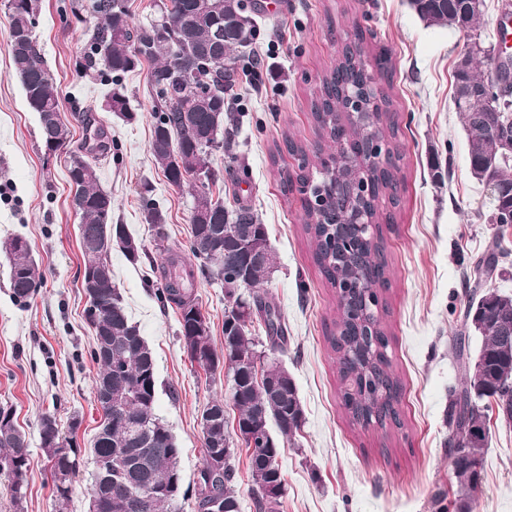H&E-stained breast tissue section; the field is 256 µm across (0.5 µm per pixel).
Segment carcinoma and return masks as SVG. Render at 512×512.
Masks as SVG:
<instances>
[{"mask_svg": "<svg viewBox=\"0 0 512 512\" xmlns=\"http://www.w3.org/2000/svg\"><path fill=\"white\" fill-rule=\"evenodd\" d=\"M206 0H161L160 13L166 14V23L157 25L149 19L140 25L131 22L127 0H85L81 8L97 21L95 32L85 55V69L97 72L104 81L113 85L106 101L107 111L118 117L132 118L128 99L123 90L114 85L125 75L137 70L143 63L151 65L149 84L156 108L150 153L154 164L161 169L167 182L176 187L186 184L196 189L193 212L207 216L203 224L191 223L190 251L198 264L185 275L169 274L165 278L160 296L178 312L180 336L187 335V309L199 306L195 289L189 282L200 274L221 283L233 279V270L208 260L215 236L224 234V226L243 224L252 228L253 244L269 246L268 230L249 207L240 206L229 212L224 203L209 196L210 186L218 180L213 175L207 184H199L193 172L210 164L214 150L232 151L231 134L227 126L233 124L234 115L224 111V93L234 75L238 53L249 47L255 35L253 18L246 12H259L255 0H222L224 16H214L205 10ZM461 0H409L410 8L428 25L448 26L471 32L479 27L481 17L459 14ZM37 0H21V5L9 14L10 40L8 52L13 75L19 80L27 107L38 114L60 112L59 95L44 54L34 37L15 41L18 34L35 28ZM354 40L344 44L337 66L323 78L316 94L313 117L324 138L332 143L343 142L348 152L335 166L322 176L312 172L303 162L299 173L282 178L285 192L294 184H308L310 193L303 198L305 232L315 246V258L328 282L336 289L339 307L347 308L335 322V330L327 337L336 355L338 373L344 384L343 402L352 423L362 429H381L402 426L399 402L400 385L391 373L388 355L389 340L383 325L386 309L381 295L386 290L387 260L380 224L390 215L380 208L383 199L393 203L396 199L399 170L397 136L399 128L390 112L391 101L377 87L376 76H384L391 69V61L382 46L365 45L360 26L353 27ZM186 58L197 68L193 77L195 98H190L185 84L172 78L179 60ZM469 84L478 92L503 93L512 88V62L504 60L486 78L477 80L470 75ZM359 92L357 115L336 111L343 91ZM89 137L70 152V162L82 168L78 194L83 204L77 208L81 218L79 235L92 230L99 243L97 264L102 275L94 291L101 300L104 312L112 315V352L101 358L95 378V399L101 406L104 421L90 448V460L98 456H112L127 461L132 470L126 474L112 471V479L92 480L91 496L103 503L102 512H177L176 497L154 496L140 499L132 495V484L139 477L138 466L148 452L147 463L152 468V480L159 486L176 483L182 485L179 468V448L163 420L154 413L157 387L145 389L130 399L129 415L138 428L126 430L112 420V408L101 399L110 389L117 391V383L132 387L146 386L156 379V361L152 350L141 336L123 304L121 294L112 280V266L108 260L112 246H117L127 260L136 263L144 249L124 224L112 223V197L99 187L95 163L88 157L103 155L110 150V139L104 126L95 124L88 115L80 116ZM497 113H486L484 126L479 132L468 134V159L471 173L478 175L485 163L484 151L477 146L480 137L497 127ZM209 129L218 130L220 144L204 147L201 137ZM52 136L60 148L71 142V131L62 122L48 132L41 129L42 138ZM348 206L375 225L371 235L353 229L350 236L353 247H348L344 230L333 224L336 210ZM11 255L10 286L13 298L24 302L31 298L43 280V274L30 255L24 239L14 237L6 244ZM505 252L498 243L488 245L474 266L473 296L464 321L470 314L487 309L492 328L495 321L512 325V297L498 298L489 282ZM275 269L274 256L266 265L251 271L255 300V313L265 326L266 337L283 350L288 343V330L277 305L265 299L259 291L269 281ZM482 344L478 358L482 364L472 373L469 343L466 337L456 341V357L461 370L469 374L461 390L450 400L452 435L448 440V454L461 446L464 434L474 429L487 432L484 416L477 401L494 399L498 415L512 414V386L506 387L501 379L512 374V345L502 349L494 343L493 334H481ZM205 343L218 359L229 355L239 361L229 368L227 394L237 410L238 419L254 427V437L247 444L249 471L252 481V500L256 512H279L284 495V479L277 463L280 452L278 436L289 437L300 430L304 421L296 386L292 376L275 358H265L262 379L256 378L253 358L258 353L251 326L244 325L224 337V352L219 353L212 344V336ZM224 400L214 399L206 408L215 411L221 420L212 436L222 441L229 439L224 417ZM61 435L56 419L45 415L41 419L39 437L43 452L50 451L49 440ZM233 455L224 458L222 473L210 493L224 497V502L237 504L233 489L236 470ZM31 465V453L25 434L14 421V412L0 406V474L10 481L14 503L19 504L25 494L17 487L25 484ZM79 455L75 448L59 460L50 470L53 495L58 512H67L73 482L79 472Z\"/></svg>", "mask_w": 512, "mask_h": 512, "instance_id": "obj_1", "label": "carcinoma"}]
</instances>
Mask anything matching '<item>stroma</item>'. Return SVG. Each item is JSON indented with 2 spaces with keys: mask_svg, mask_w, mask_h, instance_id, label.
<instances>
[{
  "mask_svg": "<svg viewBox=\"0 0 512 512\" xmlns=\"http://www.w3.org/2000/svg\"><path fill=\"white\" fill-rule=\"evenodd\" d=\"M73 0H38L37 41L54 76L63 122L74 143L88 112L112 140L97 162L101 188L112 197V221L127 225L148 259L131 264L119 249L109 260L112 278L157 363L155 412L180 450L188 493L180 512H196L189 490L203 462L199 417L224 396V377L206 374L182 347L178 314L161 302L165 257L192 262L191 186L169 185L149 153L153 123L149 65L121 80L131 121L105 109L107 85L86 76L80 62L95 21L77 19ZM361 27L391 55L392 71L379 79L401 128V183L392 217L383 225L388 261L387 309L392 370L401 382V428L364 430L352 425L341 401L335 355L326 337L339 318L336 291L313 258L303 232L299 192H284L282 170L297 171L288 141L308 156L328 150L312 118L314 92L337 63L340 34ZM8 11L0 2V406H11L30 444L27 494L15 506L9 480L0 475V512H55L52 483L39 446L40 420L56 417L82 462L69 512H89V468L102 411L93 383V329L81 288L80 217L73 209L69 157L48 156L38 117L27 108L10 68ZM466 32L429 26L407 0H273L256 18L250 55L241 57L233 81L238 123L232 152L214 151L220 179L211 194L225 208L247 206L266 224L276 271L264 289L288 328L279 358L292 375L304 423L282 439L278 464L285 483L280 512H457L459 487L448 459L450 394L465 377L454 343L464 331L470 292L465 275L494 238L508 256L492 286L512 296V224L486 220L493 204L471 175L467 134L453 102L452 73ZM163 212L156 229L142 221L145 200ZM25 238L44 279L26 302H16L3 246ZM195 292L210 319L212 342L224 347V290L197 278ZM488 443L482 483L471 512H512V423L483 404ZM78 428H71L72 419Z\"/></svg>",
  "mask_w": 512,
  "mask_h": 512,
  "instance_id": "stroma-1",
  "label": "stroma"
}]
</instances>
